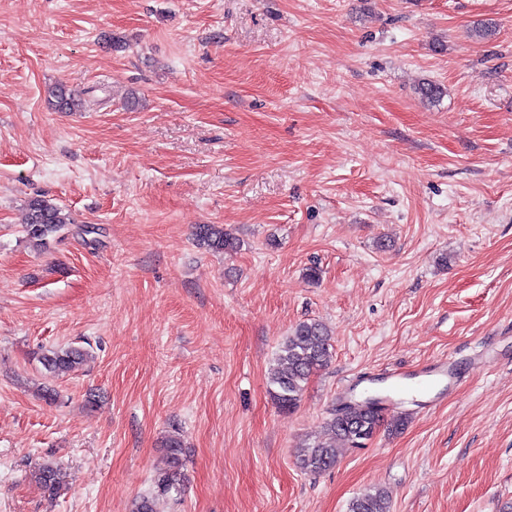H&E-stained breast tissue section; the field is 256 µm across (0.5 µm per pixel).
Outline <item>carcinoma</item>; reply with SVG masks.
Wrapping results in <instances>:
<instances>
[{
    "label": "carcinoma",
    "instance_id": "obj_1",
    "mask_svg": "<svg viewBox=\"0 0 512 512\" xmlns=\"http://www.w3.org/2000/svg\"><path fill=\"white\" fill-rule=\"evenodd\" d=\"M422 99L435 103L445 94V89L431 81L419 85ZM50 103L59 112H78L83 107L78 94L63 84L49 91ZM72 223L70 214L57 203L45 197H33L26 205L23 231L29 244L43 249L48 239ZM195 238L200 246L215 252H234L239 239L224 229L222 224H201L195 229ZM327 328L317 321H303L286 336L276 355V367L268 377V392L277 407L291 412L295 410L310 377L327 366L333 357V345ZM87 358V352L75 346L52 348L41 355L40 363L51 374L69 373L79 369ZM385 421V413L376 401H353L339 414H333L326 422V430L332 438L360 448L371 440ZM163 447L166 448L164 467L160 469L155 484L159 491L177 489L184 467V448L179 432L168 434ZM297 466L308 473H321L336 466L337 448L315 441L295 449ZM35 482L48 497L61 491L62 477L58 466L41 464L33 472ZM391 506L385 494L376 490L354 498L349 512H390Z\"/></svg>",
    "mask_w": 512,
    "mask_h": 512
}]
</instances>
